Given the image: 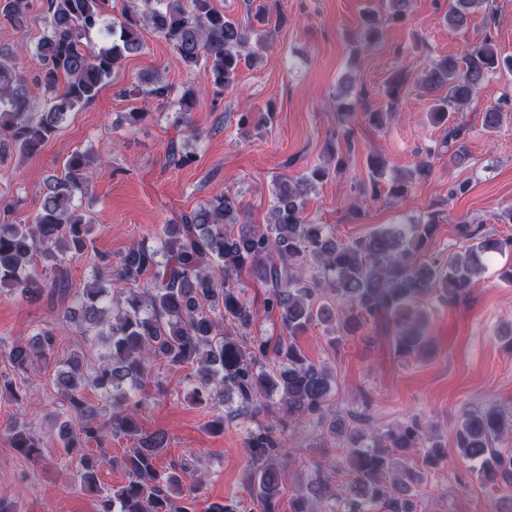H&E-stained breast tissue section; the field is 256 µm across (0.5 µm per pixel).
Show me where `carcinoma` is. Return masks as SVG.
<instances>
[{"instance_id":"carcinoma-1","label":"carcinoma","mask_w":512,"mask_h":512,"mask_svg":"<svg viewBox=\"0 0 512 512\" xmlns=\"http://www.w3.org/2000/svg\"><path fill=\"white\" fill-rule=\"evenodd\" d=\"M49 15L47 32L38 41V68L27 79L17 68L16 55L0 48V159L9 151L31 155L57 130L68 114L93 101L112 81L123 59L140 51L143 30L162 37L190 71L203 75L216 98L234 86L241 63L260 59L274 25H288V16L276 8H261L256 24L246 26L214 9L210 0H141L143 8H128L112 18L107 0H45ZM485 0H450L444 19L453 29L466 26L472 10ZM411 0H388L385 17L369 12L363 18L353 53L379 41L389 23L405 20ZM30 0H0V15L16 27L24 25ZM256 49H249L251 37ZM499 70L512 71V55L504 56L492 37L472 46L462 58L434 60L417 80L431 102V124L448 127L446 138L426 148L427 159L404 176L389 180L387 196L404 198L412 181L430 171L429 158L451 150L466 128L454 116L476 94L486 78ZM407 74H394L385 84L386 105L366 112V120L382 127L390 119ZM34 83L47 94L36 103L27 87ZM173 88L154 74H144L130 93L143 94L174 112V125L190 127L197 86ZM482 128L492 133L502 122L494 107L482 112ZM327 160L301 176L274 180L271 220L262 225L244 220L238 194L226 191L168 224L158 245L143 242L130 246L117 265L98 257L94 283L84 289L77 309L61 308L57 322L76 323L81 335L101 342L105 354L97 364L84 366L79 358L57 372L55 387L65 401L59 412L63 449L76 455L84 486L97 487L104 456L86 452L89 444L103 445L97 419L110 413L112 434L132 441V448L112 463L128 474V483L100 492L98 512H197L196 496L184 493L185 461L169 469L156 468L165 448V436L140 427L136 399L150 376L151 365L171 369L190 366L191 398L204 404L224 401V393L237 395L239 414H263L273 423L258 424L248 432L251 496L262 512H279L286 494L281 466L286 463L282 434L285 423L309 418L326 428L349 448L342 462L348 480L338 493L324 482L308 487L311 495L332 503L328 512H417L416 488L424 483L420 469H396L395 457L421 446L423 462L434 468L447 452L438 434L417 420L375 431L365 414L349 411L330 415L327 405L335 384L332 370L309 360L295 338L313 324L332 335L355 336L372 325L390 340L401 357L429 355L430 314L421 305L431 292L440 300L465 294L473 279L494 256L512 247V240L498 239L481 229L461 226L471 244L453 252L448 260L416 262L414 254L430 245L437 229L436 215L425 220H404L372 231L363 239L342 241L326 224L304 216L310 189L348 165V155L335 145ZM168 161L176 168L195 162V155L170 141ZM94 159L86 152L68 156L63 176L47 179L38 213L30 224H0V287L16 290L30 301L41 299L46 288L64 296L69 273L64 259L83 253L89 241L91 218L76 199L85 196L93 175ZM369 197L380 196L387 163L380 154L367 156ZM232 226L231 232L224 228ZM53 262L49 273L36 270V255ZM250 276L268 290L264 304L277 318L281 335H252L255 311L244 299L238 275ZM126 285L124 301L112 305L106 283ZM53 327L41 329L26 343H15L5 354L17 371L28 372L34 359H48L55 349ZM98 392L103 405L86 399ZM512 431V419L496 408L470 410L455 428L457 455L471 464L480 481L491 486L512 483V450L496 447ZM9 446L37 460L42 449L27 423L14 420L0 430Z\"/></svg>"}]
</instances>
